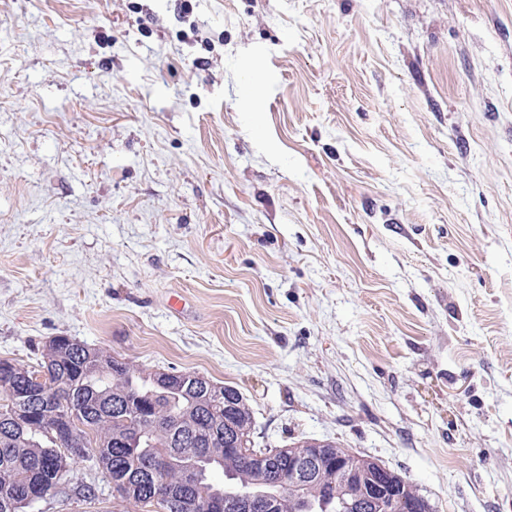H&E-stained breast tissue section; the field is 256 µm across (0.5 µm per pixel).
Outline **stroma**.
<instances>
[{
    "label": "stroma",
    "mask_w": 512,
    "mask_h": 512,
    "mask_svg": "<svg viewBox=\"0 0 512 512\" xmlns=\"http://www.w3.org/2000/svg\"><path fill=\"white\" fill-rule=\"evenodd\" d=\"M182 2L0 0V359L196 372L512 512V0ZM82 484L30 512H142Z\"/></svg>",
    "instance_id": "stroma-1"
}]
</instances>
